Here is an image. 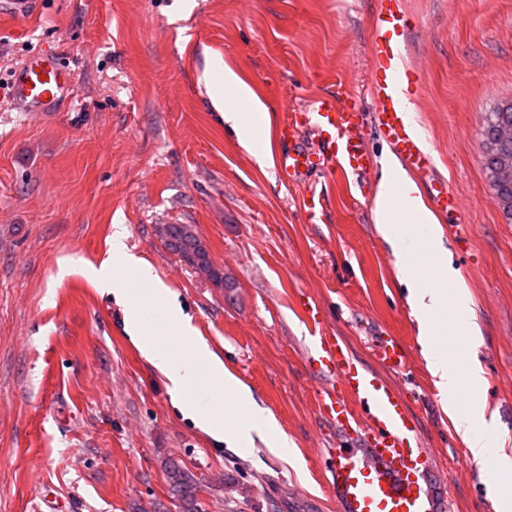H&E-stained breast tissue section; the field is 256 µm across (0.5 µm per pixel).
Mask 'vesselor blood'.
Wrapping results in <instances>:
<instances>
[{
  "label": "vessel or blood",
  "instance_id": "obj_1",
  "mask_svg": "<svg viewBox=\"0 0 512 512\" xmlns=\"http://www.w3.org/2000/svg\"><path fill=\"white\" fill-rule=\"evenodd\" d=\"M407 19L391 6L382 7L371 43L375 75L370 94L374 122L391 144L394 154L407 167L428 175L427 193L442 210H456L459 200L447 180L433 176L434 157L412 129L399 104L401 83L398 39ZM74 73L49 53L30 55L16 66L11 78V98L22 112H50L69 100ZM361 114L353 94L342 101L315 99L308 108L293 113L279 136L288 150L276 164L284 180L297 185L309 172L339 168L341 172L366 173L372 159L360 133ZM320 138V151L309 150L301 141L304 130ZM303 322L312 346L305 352L308 363L320 368L324 382L316 391L319 409L332 421L350 427L352 403L365 405L362 426L368 450L354 448L330 451L333 487L340 512H432L419 476L430 464L426 449L416 444L417 425L406 411L397 390L361 364L348 344L335 333L324 330L321 308L302 300ZM375 357L391 370L404 369L406 352L395 336L380 337Z\"/></svg>",
  "mask_w": 512,
  "mask_h": 512
}]
</instances>
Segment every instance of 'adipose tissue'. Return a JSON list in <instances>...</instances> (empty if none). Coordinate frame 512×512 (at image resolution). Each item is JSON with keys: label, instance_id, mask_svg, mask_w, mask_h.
Returning a JSON list of instances; mask_svg holds the SVG:
<instances>
[{"label": "adipose tissue", "instance_id": "adipose-tissue-1", "mask_svg": "<svg viewBox=\"0 0 512 512\" xmlns=\"http://www.w3.org/2000/svg\"><path fill=\"white\" fill-rule=\"evenodd\" d=\"M211 79L224 87L220 112L239 143L260 162L270 160L267 109L253 88L230 66H215ZM378 234L398 258V274L408 288V305L419 323L420 346L427 366L472 463L489 471L488 485L496 512H512V449L486 411L479 365H462L449 347L448 335L474 342L480 331L473 321V299L458 269L448 263L440 221L393 153H385L373 200Z\"/></svg>", "mask_w": 512, "mask_h": 512}]
</instances>
